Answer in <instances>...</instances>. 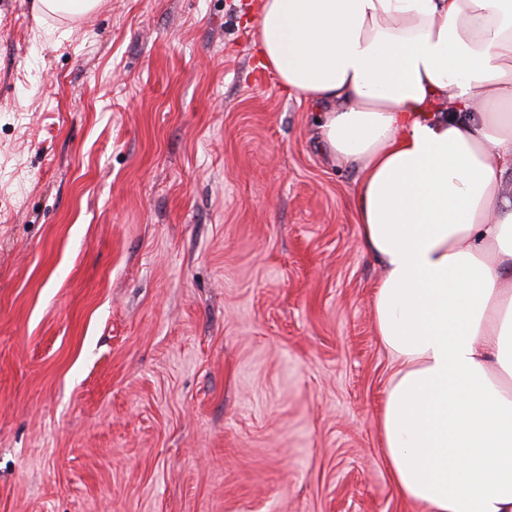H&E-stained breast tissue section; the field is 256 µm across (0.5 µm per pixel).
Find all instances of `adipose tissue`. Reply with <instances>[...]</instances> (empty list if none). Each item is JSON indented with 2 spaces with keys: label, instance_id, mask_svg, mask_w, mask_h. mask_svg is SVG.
Returning <instances> with one entry per match:
<instances>
[{
  "label": "adipose tissue",
  "instance_id": "1",
  "mask_svg": "<svg viewBox=\"0 0 512 512\" xmlns=\"http://www.w3.org/2000/svg\"><path fill=\"white\" fill-rule=\"evenodd\" d=\"M257 33L359 174L393 486L426 512H512V0H260Z\"/></svg>",
  "mask_w": 512,
  "mask_h": 512
}]
</instances>
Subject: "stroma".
<instances>
[{"label":"stroma","instance_id":"35a3bbf8","mask_svg":"<svg viewBox=\"0 0 512 512\" xmlns=\"http://www.w3.org/2000/svg\"><path fill=\"white\" fill-rule=\"evenodd\" d=\"M258 0H0V512H423L358 173ZM33 5L36 20H39V14H57L71 13L83 14L93 11L100 0H34Z\"/></svg>","mask_w":512,"mask_h":512}]
</instances>
